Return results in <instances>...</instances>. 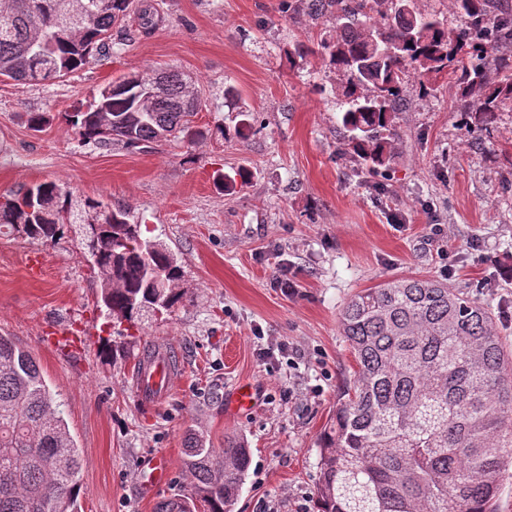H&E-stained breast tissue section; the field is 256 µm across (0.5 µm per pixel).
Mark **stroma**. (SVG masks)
Masks as SVG:
<instances>
[{
    "instance_id": "obj_1",
    "label": "stroma",
    "mask_w": 512,
    "mask_h": 512,
    "mask_svg": "<svg viewBox=\"0 0 512 512\" xmlns=\"http://www.w3.org/2000/svg\"><path fill=\"white\" fill-rule=\"evenodd\" d=\"M148 2L155 27L138 34L130 13L124 26L134 36L109 57L45 84L0 79V196L52 179L127 209L178 255L191 298L106 358L115 329L99 312V279L74 231L47 243L0 234V334L35 356L62 403L82 459L80 512H154L189 494L182 470L192 433L214 448L240 436L250 449L234 512H316L319 438L355 368L340 328L355 293L435 278L489 306L512 348V114L469 134L449 85L413 98L381 177L339 150L335 74L316 55L288 62L324 24L284 13L280 0ZM161 69L192 78L202 102L195 123L210 136L101 150L66 124L65 113L102 86ZM228 86L236 97L225 96ZM241 108L252 130L215 134ZM31 112L51 120L33 130ZM241 168L247 182L217 188L216 175ZM59 319L76 348L47 344ZM167 344L182 369L148 409L132 368L144 346ZM241 384L256 398L235 412ZM159 454L168 479L148 492L141 471Z\"/></svg>"
}]
</instances>
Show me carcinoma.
Masks as SVG:
<instances>
[{"label": "carcinoma", "mask_w": 512, "mask_h": 512, "mask_svg": "<svg viewBox=\"0 0 512 512\" xmlns=\"http://www.w3.org/2000/svg\"><path fill=\"white\" fill-rule=\"evenodd\" d=\"M0 0V77L44 83L112 51V28L131 0ZM464 25L450 28L417 0H282L288 14L333 19L318 50L340 77V150L371 171L389 167L400 137L397 115L415 84L426 96L448 79L463 124L490 131L512 111V0H450ZM160 87L152 112L134 91ZM191 78L178 70L134 75L101 88L86 109L65 114L85 144L140 147L160 134L191 144ZM0 199V231L55 240L67 224H99L84 254L97 271L99 303L117 331L141 329L188 297L167 244L145 238L124 209L75 200L54 181ZM356 369L320 437L319 512H498L500 473L512 443V354L488 306L430 278L394 279L355 294L341 313ZM251 463L244 442L211 448L188 439L183 461L192 495L155 512H233ZM81 459L61 403L38 363L0 335V512H80Z\"/></svg>", "instance_id": "cac0c4a2"}]
</instances>
